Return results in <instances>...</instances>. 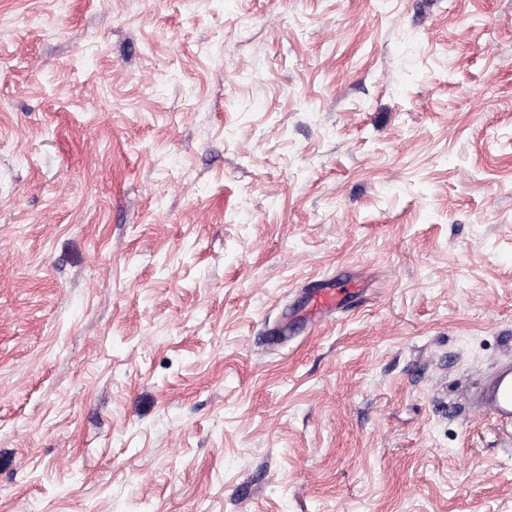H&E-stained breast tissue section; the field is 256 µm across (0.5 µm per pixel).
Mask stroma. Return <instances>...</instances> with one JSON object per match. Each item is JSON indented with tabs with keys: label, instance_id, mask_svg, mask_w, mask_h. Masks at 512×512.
<instances>
[{
	"label": "stroma",
	"instance_id": "1",
	"mask_svg": "<svg viewBox=\"0 0 512 512\" xmlns=\"http://www.w3.org/2000/svg\"><path fill=\"white\" fill-rule=\"evenodd\" d=\"M510 359L512 0H0V512H512ZM345 295L346 292L336 290V288L325 284H319L316 288H311L307 293V300L303 307V317L300 318L297 328L309 326L310 329H314L332 319L342 307V300ZM476 408L502 425L512 426V360L501 362L474 395Z\"/></svg>",
	"mask_w": 512,
	"mask_h": 512
}]
</instances>
